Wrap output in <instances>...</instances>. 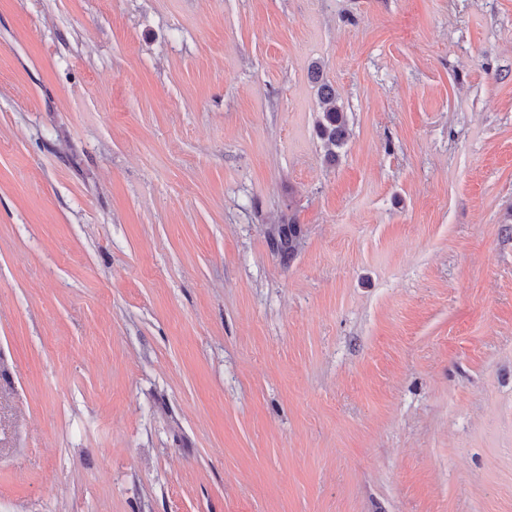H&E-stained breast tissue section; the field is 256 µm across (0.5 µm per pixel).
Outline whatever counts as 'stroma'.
<instances>
[{"label":"stroma","instance_id":"35a3bbf8","mask_svg":"<svg viewBox=\"0 0 512 512\" xmlns=\"http://www.w3.org/2000/svg\"><path fill=\"white\" fill-rule=\"evenodd\" d=\"M0 512H512V0H0ZM320 97L324 108L316 122V131L324 144L326 159L334 162L338 157L336 149L342 148L346 141V116L338 105L336 90L331 85H320ZM300 235V229L295 222H288L278 228L272 238V246L281 255L288 257L295 251Z\"/></svg>","mask_w":512,"mask_h":512}]
</instances>
